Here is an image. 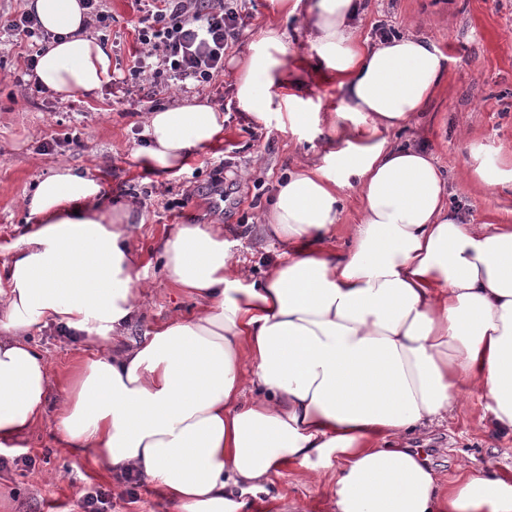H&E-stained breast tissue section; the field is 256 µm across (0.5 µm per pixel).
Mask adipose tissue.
<instances>
[{
    "instance_id": "adipose-tissue-1",
    "label": "adipose tissue",
    "mask_w": 512,
    "mask_h": 512,
    "mask_svg": "<svg viewBox=\"0 0 512 512\" xmlns=\"http://www.w3.org/2000/svg\"><path fill=\"white\" fill-rule=\"evenodd\" d=\"M272 2L308 26L342 91L335 111L309 116L275 26L236 64L245 112L330 133L322 165L289 174L265 226L288 253L249 284L213 225L166 235L164 276L198 301L197 314L77 366L62 382L58 445L151 478L178 512H236L247 495L253 512H272L262 495L274 477L314 458L333 512H512V482L467 467L444 481L396 445L468 393L512 431V224H465L433 159L387 138L424 108L448 58L414 36L359 41L357 0ZM26 7L60 37L38 60V85L65 99L100 91L112 50L83 35L80 0ZM145 134L138 159L167 176L223 136L224 117L192 101L151 112ZM345 186L357 189L361 217L339 252L330 241ZM103 191L63 165L27 200L36 227L0 277V448L41 422L52 385L28 332L57 323L115 343L142 305L126 230L134 207L101 206Z\"/></svg>"
}]
</instances>
